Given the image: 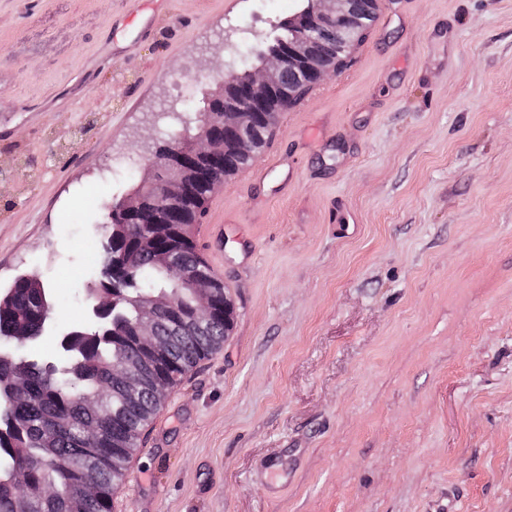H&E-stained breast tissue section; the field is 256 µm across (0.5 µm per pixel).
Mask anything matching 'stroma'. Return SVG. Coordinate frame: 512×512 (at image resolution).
Masks as SVG:
<instances>
[{
	"mask_svg": "<svg viewBox=\"0 0 512 512\" xmlns=\"http://www.w3.org/2000/svg\"><path fill=\"white\" fill-rule=\"evenodd\" d=\"M301 6L0 0V294L35 276L61 328L87 323L155 115ZM191 235L234 323L112 512H512V0H377Z\"/></svg>",
	"mask_w": 512,
	"mask_h": 512,
	"instance_id": "obj_1",
	"label": "stroma"
}]
</instances>
